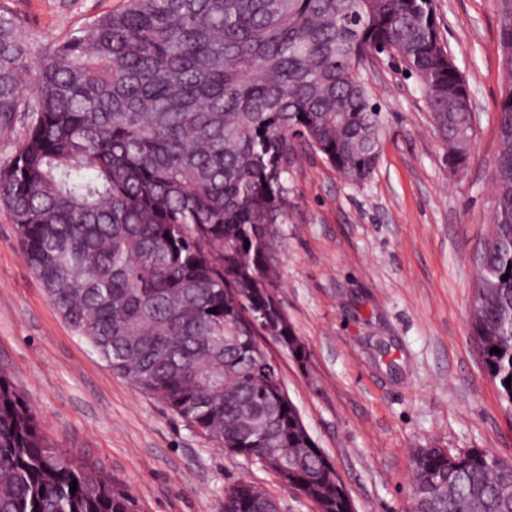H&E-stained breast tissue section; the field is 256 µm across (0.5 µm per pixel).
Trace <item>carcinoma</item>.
Masks as SVG:
<instances>
[{
	"instance_id": "1",
	"label": "carcinoma",
	"mask_w": 512,
	"mask_h": 512,
	"mask_svg": "<svg viewBox=\"0 0 512 512\" xmlns=\"http://www.w3.org/2000/svg\"><path fill=\"white\" fill-rule=\"evenodd\" d=\"M498 8L507 80L471 332L512 413V0ZM374 53L417 76L445 163L464 170L469 99L432 0H121L36 54L0 7V136L24 121L0 163V209L25 262L111 371L216 447L288 462L316 512L351 510L298 408L278 397L276 365L257 357L264 336L306 350L286 313L259 312L280 303L284 175L307 152L351 185L378 166L381 112L360 75ZM418 453L413 512H512V462L481 448ZM60 458L0 374V512H136L127 489ZM269 506L249 481L224 491L222 512Z\"/></svg>"
}]
</instances>
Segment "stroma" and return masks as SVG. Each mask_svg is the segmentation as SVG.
<instances>
[{
    "mask_svg": "<svg viewBox=\"0 0 512 512\" xmlns=\"http://www.w3.org/2000/svg\"><path fill=\"white\" fill-rule=\"evenodd\" d=\"M118 4L0 0L37 50ZM433 9L471 91L465 170L444 165L416 77L380 54L364 70L384 124L374 174L349 185L320 156H301L279 227L278 295L307 358L297 361L273 338L265 343L355 512H409L419 448H484L512 461V416L470 328L473 256L492 223L505 82L498 0H433ZM0 372L52 446L129 490L138 512H221L225 489L240 480L263 486L286 512H316L91 353L46 297L3 210Z\"/></svg>",
    "mask_w": 512,
    "mask_h": 512,
    "instance_id": "1",
    "label": "stroma"
}]
</instances>
